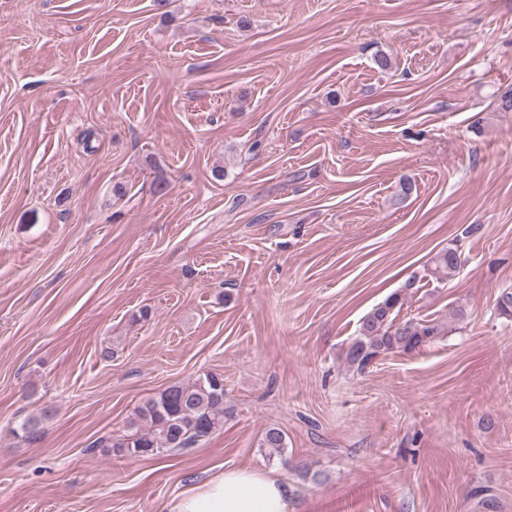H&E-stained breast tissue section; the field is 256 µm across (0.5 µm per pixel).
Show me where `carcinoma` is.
<instances>
[{"label": "carcinoma", "mask_w": 512, "mask_h": 512, "mask_svg": "<svg viewBox=\"0 0 512 512\" xmlns=\"http://www.w3.org/2000/svg\"><path fill=\"white\" fill-rule=\"evenodd\" d=\"M457 250L446 248L424 266L413 280H429L440 285L453 279L460 270ZM402 296L395 293L373 308L362 319L359 336L349 347L346 360L358 372L384 351H413L447 334L438 322H395L393 314L401 309ZM45 415L30 416L21 421L16 434L35 440L42 433ZM224 427V375L204 372L193 381L171 385L138 406L121 435L102 437L95 448H111L118 453L154 456L192 448L206 441ZM263 444L268 448L286 447L284 433L276 427L266 428Z\"/></svg>", "instance_id": "carcinoma-1"}]
</instances>
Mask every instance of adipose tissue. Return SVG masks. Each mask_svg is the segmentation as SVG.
<instances>
[{"label": "adipose tissue", "mask_w": 512, "mask_h": 512, "mask_svg": "<svg viewBox=\"0 0 512 512\" xmlns=\"http://www.w3.org/2000/svg\"><path fill=\"white\" fill-rule=\"evenodd\" d=\"M291 495L279 475L235 467L173 499L168 512H287Z\"/></svg>", "instance_id": "obj_1"}]
</instances>
